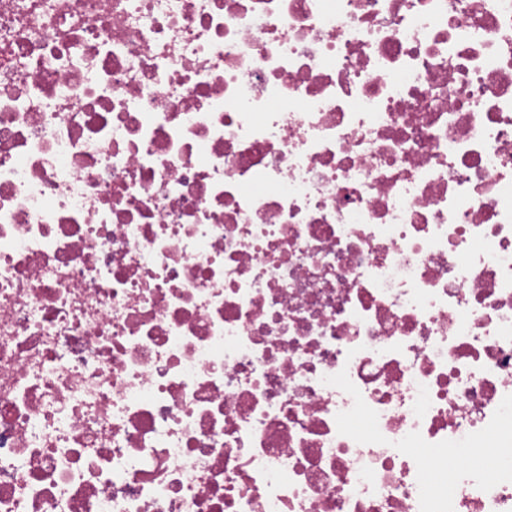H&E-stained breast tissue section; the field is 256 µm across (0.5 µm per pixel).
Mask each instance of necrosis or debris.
<instances>
[{
  "label": "necrosis or debris",
  "mask_w": 512,
  "mask_h": 512,
  "mask_svg": "<svg viewBox=\"0 0 512 512\" xmlns=\"http://www.w3.org/2000/svg\"><path fill=\"white\" fill-rule=\"evenodd\" d=\"M0 512H512V0H0Z\"/></svg>",
  "instance_id": "4bbe7bcc"
}]
</instances>
